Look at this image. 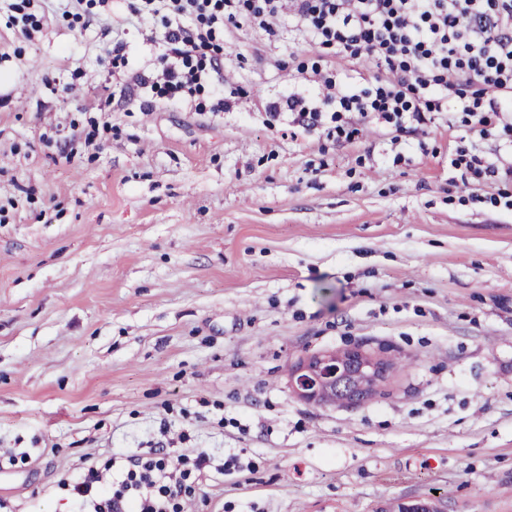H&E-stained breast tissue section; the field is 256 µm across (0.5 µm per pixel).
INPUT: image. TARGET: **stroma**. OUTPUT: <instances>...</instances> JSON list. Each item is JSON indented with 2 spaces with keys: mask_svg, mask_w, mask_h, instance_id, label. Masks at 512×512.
I'll return each instance as SVG.
<instances>
[{
  "mask_svg": "<svg viewBox=\"0 0 512 512\" xmlns=\"http://www.w3.org/2000/svg\"><path fill=\"white\" fill-rule=\"evenodd\" d=\"M130 5L0 13V512H75L63 480L161 446L211 459L191 512H512V181L450 166H511L512 131L270 120L375 70L291 16L225 26L223 97L140 89L165 28ZM358 344L399 359L370 400L292 392ZM465 164V168L474 177L480 178L482 176L496 177L499 173L498 169H495L492 165L483 166L482 161L475 156H469L465 149H458L456 158L451 159L450 166L457 168Z\"/></svg>",
  "mask_w": 512,
  "mask_h": 512,
  "instance_id": "35a3bbf8",
  "label": "stroma"
}]
</instances>
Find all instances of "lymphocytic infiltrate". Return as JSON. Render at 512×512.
<instances>
[{
	"mask_svg": "<svg viewBox=\"0 0 512 512\" xmlns=\"http://www.w3.org/2000/svg\"><path fill=\"white\" fill-rule=\"evenodd\" d=\"M133 11L161 15L166 27L162 70L155 78L138 76L144 86L160 79L176 91H196L208 72L223 68L221 56L205 68L194 57L212 47L225 24L244 19L269 31L291 15L321 45L373 61L377 72L370 88L327 80L319 101L293 93L270 102V117L288 111L298 126L313 128L329 106L332 121L356 111L405 134L451 100L479 129L512 112V0H138ZM209 465L203 453L174 456L157 448L125 457L109 492H96L95 470L67 488L80 512H184Z\"/></svg>",
	"mask_w": 512,
	"mask_h": 512,
	"instance_id": "lymphocytic-infiltrate-1",
	"label": "lymphocytic infiltrate"
}]
</instances>
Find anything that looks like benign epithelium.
<instances>
[{"label":"benign epithelium","instance_id":"benign-epithelium-1","mask_svg":"<svg viewBox=\"0 0 512 512\" xmlns=\"http://www.w3.org/2000/svg\"><path fill=\"white\" fill-rule=\"evenodd\" d=\"M352 362L358 363L364 380L381 373V367L371 360L347 358L326 350L299 360L291 371L290 386L306 402L329 405L336 392V376Z\"/></svg>","mask_w":512,"mask_h":512}]
</instances>
